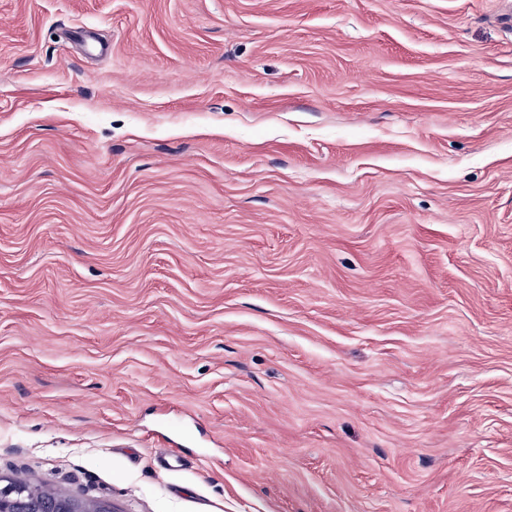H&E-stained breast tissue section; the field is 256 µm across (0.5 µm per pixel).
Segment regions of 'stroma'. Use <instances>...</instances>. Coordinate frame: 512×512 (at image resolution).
I'll return each instance as SVG.
<instances>
[{
	"label": "stroma",
	"instance_id": "1",
	"mask_svg": "<svg viewBox=\"0 0 512 512\" xmlns=\"http://www.w3.org/2000/svg\"><path fill=\"white\" fill-rule=\"evenodd\" d=\"M1 474L512 512V0H0Z\"/></svg>",
	"mask_w": 512,
	"mask_h": 512
}]
</instances>
